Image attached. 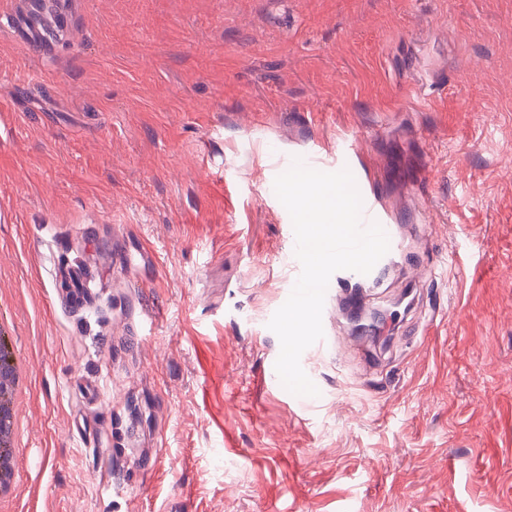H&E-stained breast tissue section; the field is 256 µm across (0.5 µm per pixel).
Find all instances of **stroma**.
Instances as JSON below:
<instances>
[{
  "label": "stroma",
  "mask_w": 512,
  "mask_h": 512,
  "mask_svg": "<svg viewBox=\"0 0 512 512\" xmlns=\"http://www.w3.org/2000/svg\"><path fill=\"white\" fill-rule=\"evenodd\" d=\"M66 2L51 54L0 29L12 512H512V0ZM344 137L389 345L335 272L304 408L273 183Z\"/></svg>",
  "instance_id": "35a3bbf8"
}]
</instances>
